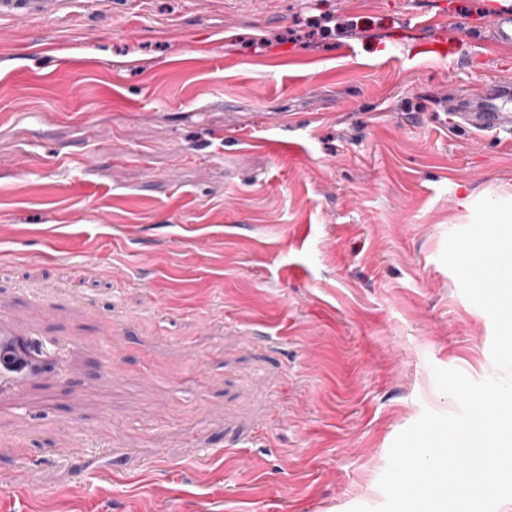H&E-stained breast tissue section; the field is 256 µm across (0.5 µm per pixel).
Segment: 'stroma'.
Returning <instances> with one entry per match:
<instances>
[{
  "label": "stroma",
  "mask_w": 512,
  "mask_h": 512,
  "mask_svg": "<svg viewBox=\"0 0 512 512\" xmlns=\"http://www.w3.org/2000/svg\"><path fill=\"white\" fill-rule=\"evenodd\" d=\"M487 2L68 0L0 19V291L48 287L42 330L72 346L31 419L0 411V512L384 503L396 436L458 410L434 368L495 372L491 319L440 261L480 200L512 201V135L442 110L512 76ZM420 12L446 14L424 39L454 38L455 65H382ZM78 296L125 328L108 370Z\"/></svg>",
  "instance_id": "35a3bbf8"
}]
</instances>
